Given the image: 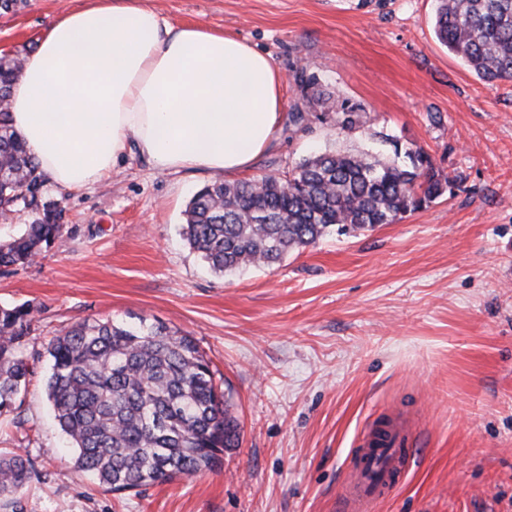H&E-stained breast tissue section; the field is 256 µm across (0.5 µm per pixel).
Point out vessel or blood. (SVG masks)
<instances>
[{"instance_id": "vessel-or-blood-1", "label": "vessel or blood", "mask_w": 512, "mask_h": 512, "mask_svg": "<svg viewBox=\"0 0 512 512\" xmlns=\"http://www.w3.org/2000/svg\"><path fill=\"white\" fill-rule=\"evenodd\" d=\"M409 437L398 424L367 428L350 454L348 477L338 498L339 512H373L393 490L414 458Z\"/></svg>"}]
</instances>
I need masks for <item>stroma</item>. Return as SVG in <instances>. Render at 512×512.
Here are the masks:
<instances>
[{"label": "stroma", "mask_w": 512, "mask_h": 512, "mask_svg": "<svg viewBox=\"0 0 512 512\" xmlns=\"http://www.w3.org/2000/svg\"><path fill=\"white\" fill-rule=\"evenodd\" d=\"M176 24L246 38L284 81L283 124L248 178L325 150L393 158L421 148L450 190L398 223L328 233L270 268L215 274L182 236L215 182L129 151L111 178L48 186L64 231L32 265L0 272V305L31 307L43 350L83 320L165 322L193 336L239 423L220 469L113 493L74 467L41 361L0 454L34 471L0 512H337L364 428L401 421L417 454L374 512H512V81L477 78L435 37L433 0H148ZM82 0L0 11V56H23ZM315 77L301 92L296 71ZM361 105L338 131L318 99Z\"/></svg>", "instance_id": "obj_1"}]
</instances>
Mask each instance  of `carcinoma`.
Returning <instances> with one entry per match:
<instances>
[{"instance_id": "obj_1", "label": "carcinoma", "mask_w": 512, "mask_h": 512, "mask_svg": "<svg viewBox=\"0 0 512 512\" xmlns=\"http://www.w3.org/2000/svg\"><path fill=\"white\" fill-rule=\"evenodd\" d=\"M439 42L485 81L512 80V0H436ZM21 60L0 62V97ZM336 128L363 125L362 107L325 98ZM404 160L324 152L288 175L204 186L185 210L183 235L216 273L272 267L331 228L339 234L395 224L452 185L422 149ZM46 179L0 109V216L27 221L0 243V270L33 263L63 232V209L45 201ZM31 310L0 306V415L13 411L41 353H25ZM47 397L74 450L76 469L111 491H131L212 471L240 433L210 363L192 337L160 321L84 320L52 338ZM30 461L0 455V495L30 478Z\"/></svg>"}]
</instances>
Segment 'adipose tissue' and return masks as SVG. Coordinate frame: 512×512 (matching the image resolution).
Listing matches in <instances>:
<instances>
[{"instance_id": "obj_1", "label": "adipose tissue", "mask_w": 512, "mask_h": 512, "mask_svg": "<svg viewBox=\"0 0 512 512\" xmlns=\"http://www.w3.org/2000/svg\"><path fill=\"white\" fill-rule=\"evenodd\" d=\"M282 83L244 39L171 24L147 0H87L25 54L6 108L63 189L111 177L132 148L163 170L233 175L274 147Z\"/></svg>"}]
</instances>
